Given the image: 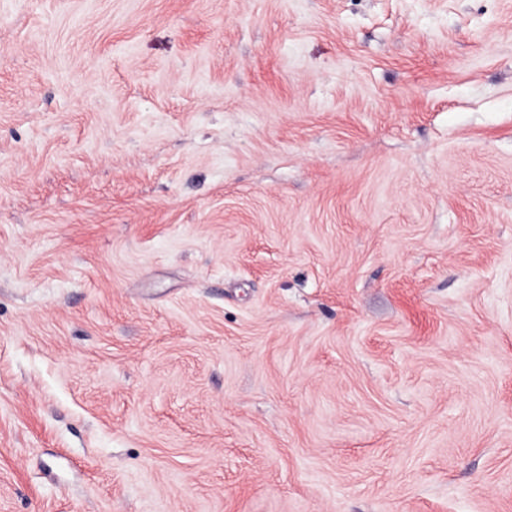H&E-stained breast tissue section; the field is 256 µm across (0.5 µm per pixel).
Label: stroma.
Returning <instances> with one entry per match:
<instances>
[{"label": "stroma", "instance_id": "1", "mask_svg": "<svg viewBox=\"0 0 512 512\" xmlns=\"http://www.w3.org/2000/svg\"><path fill=\"white\" fill-rule=\"evenodd\" d=\"M0 512H512V0H0Z\"/></svg>", "mask_w": 512, "mask_h": 512}]
</instances>
